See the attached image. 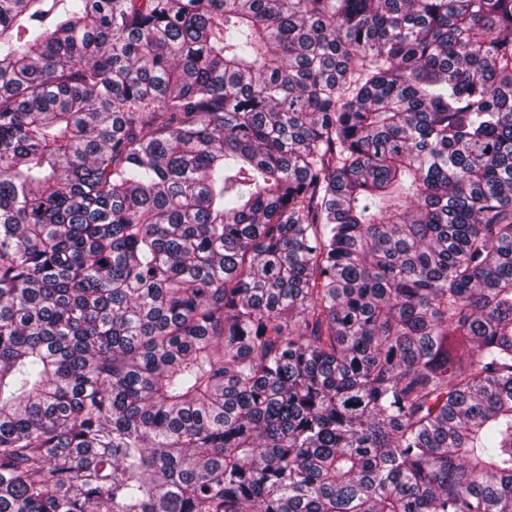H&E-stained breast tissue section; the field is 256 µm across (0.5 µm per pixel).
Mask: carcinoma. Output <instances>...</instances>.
I'll return each instance as SVG.
<instances>
[{
    "label": "carcinoma",
    "instance_id": "cac0c4a2",
    "mask_svg": "<svg viewBox=\"0 0 512 512\" xmlns=\"http://www.w3.org/2000/svg\"><path fill=\"white\" fill-rule=\"evenodd\" d=\"M0 512H512V0H0Z\"/></svg>",
    "mask_w": 512,
    "mask_h": 512
}]
</instances>
